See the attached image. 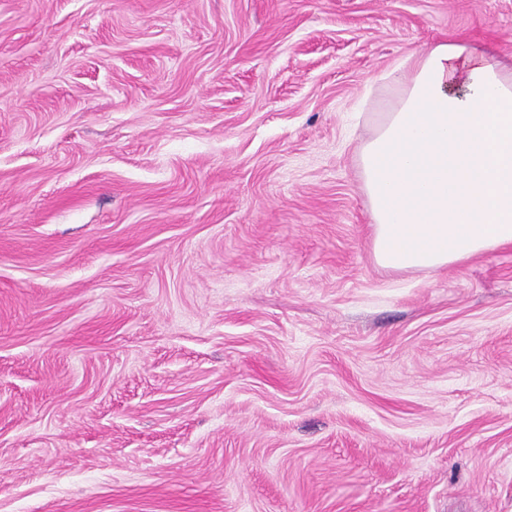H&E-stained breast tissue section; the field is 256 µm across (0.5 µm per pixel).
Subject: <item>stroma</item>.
Wrapping results in <instances>:
<instances>
[{"mask_svg":"<svg viewBox=\"0 0 512 512\" xmlns=\"http://www.w3.org/2000/svg\"><path fill=\"white\" fill-rule=\"evenodd\" d=\"M512 0H0V512H512V245L377 264L358 167Z\"/></svg>","mask_w":512,"mask_h":512,"instance_id":"35a3bbf8","label":"stroma"}]
</instances>
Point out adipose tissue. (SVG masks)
Wrapping results in <instances>:
<instances>
[{"label": "adipose tissue", "instance_id": "obj_1", "mask_svg": "<svg viewBox=\"0 0 512 512\" xmlns=\"http://www.w3.org/2000/svg\"><path fill=\"white\" fill-rule=\"evenodd\" d=\"M359 152L377 262L435 270L512 245V60L441 41Z\"/></svg>", "mask_w": 512, "mask_h": 512}]
</instances>
